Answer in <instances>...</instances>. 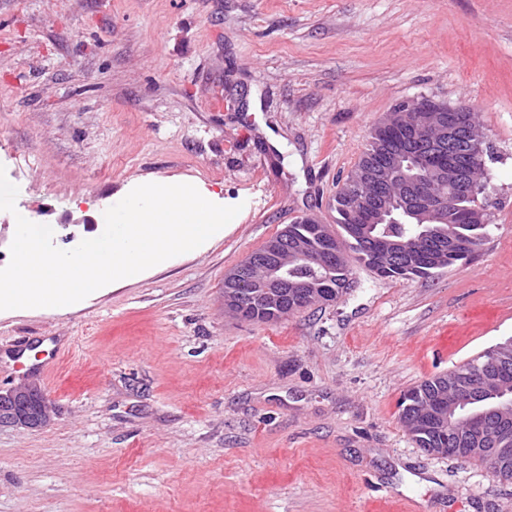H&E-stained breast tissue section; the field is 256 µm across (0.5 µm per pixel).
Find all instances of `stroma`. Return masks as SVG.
I'll list each match as a JSON object with an SVG mask.
<instances>
[{
  "mask_svg": "<svg viewBox=\"0 0 512 512\" xmlns=\"http://www.w3.org/2000/svg\"><path fill=\"white\" fill-rule=\"evenodd\" d=\"M419 96L485 134L473 257L355 262L336 302L272 322L225 311V274L300 215L335 225L371 127ZM0 165L63 250L147 180L241 207L138 281L0 311V390L57 356L53 420L0 428V512H512V484L400 419L512 338V0H0Z\"/></svg>",
  "mask_w": 512,
  "mask_h": 512,
  "instance_id": "obj_1",
  "label": "stroma"
}]
</instances>
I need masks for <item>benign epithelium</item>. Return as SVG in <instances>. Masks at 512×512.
<instances>
[{"label": "benign epithelium", "mask_w": 512, "mask_h": 512, "mask_svg": "<svg viewBox=\"0 0 512 512\" xmlns=\"http://www.w3.org/2000/svg\"><path fill=\"white\" fill-rule=\"evenodd\" d=\"M456 109L430 97L421 96L397 104L390 113L376 122L371 135L378 138V149L374 155L381 162L369 163L362 168L360 181L370 186L366 193H355L353 181L341 188V196L353 201L357 212V235L371 241L374 254L389 252L396 260L407 263L415 257L402 247L396 239H385L372 234L373 224H399L406 217L420 213L431 216L436 227L427 237L434 243L431 260L437 261L450 251L471 248L467 242L448 235L443 225L448 223V195L431 191L425 174L432 175L446 190L467 198L484 191L481 182L473 179L470 167L462 161L457 146L465 141L468 153L483 160L485 139L475 141L455 115ZM328 230L321 224L311 236L288 235V228L268 239L262 251L248 255V266L254 274L244 287L238 286L237 270L224 277L228 288L224 290V308L241 316L251 312L254 318L263 314L273 317L285 315L288 294L297 295L294 310L308 298L324 303L333 302L336 294L326 292V282L335 276L342 266L344 255L328 246ZM290 255L300 262L317 261L322 273L305 280L294 289L289 287L285 272V256ZM501 374L494 364H487L476 373L464 375L458 382L459 389L472 403L484 400L486 385ZM458 404L448 401V390L443 389L428 398L424 407L410 414L419 431L450 429L462 421L466 424V448H427L431 455L459 453L468 458H480L489 468L497 471L502 481L512 480V475L502 468V461L512 456V447L501 444L486 447V439L493 420L501 408L482 407L467 412H457ZM52 417L41 387L35 382H24L5 392L0 391V426L23 429H39L46 426Z\"/></svg>", "instance_id": "7a95c632"}]
</instances>
